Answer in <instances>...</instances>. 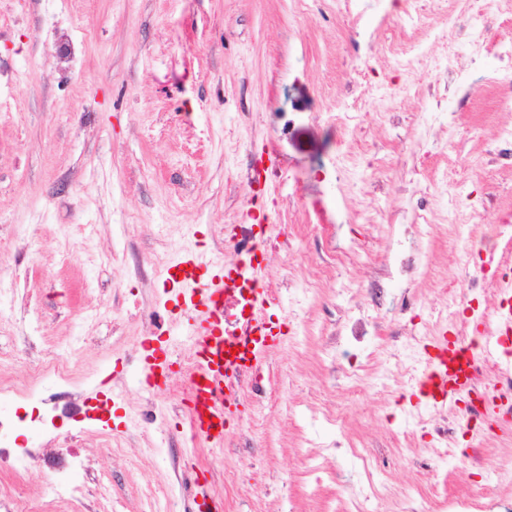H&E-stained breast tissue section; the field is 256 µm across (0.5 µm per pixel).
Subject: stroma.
I'll return each instance as SVG.
<instances>
[{
    "mask_svg": "<svg viewBox=\"0 0 512 512\" xmlns=\"http://www.w3.org/2000/svg\"><path fill=\"white\" fill-rule=\"evenodd\" d=\"M0 0V390L22 386L59 356L73 380L42 403L1 413L52 415L37 465L0 471L25 512H333L363 482L356 441L393 492L377 512H448L482 499L512 512V423L434 410L401 365H422L440 312L497 330L498 298L480 269L488 237L512 213V84L486 87L512 12L464 0ZM425 44L413 72L390 56L407 19ZM481 21L491 51L473 62L467 34ZM471 72L470 95L446 90ZM373 87L358 118L337 101ZM292 128H285V121ZM302 197L292 194L294 182ZM328 199L327 229L311 201ZM459 210L460 241L436 222L421 247L429 274L387 275L379 225L410 224L412 208ZM291 227L264 281L274 347L261 386L238 393L223 447L179 433L181 363L192 344L163 272L185 247L235 258L227 231L252 217ZM359 253L339 265L327 244ZM451 291H444V284ZM372 316L369 348L347 343L349 316ZM167 339L179 363L168 386L136 381L146 337ZM360 379L350 383L348 372ZM347 416L328 425L326 408ZM428 413L426 423L411 420ZM455 457L437 454L438 440ZM81 506L56 498L52 473L71 452Z\"/></svg>",
    "mask_w": 512,
    "mask_h": 512,
    "instance_id": "stroma-1",
    "label": "stroma"
}]
</instances>
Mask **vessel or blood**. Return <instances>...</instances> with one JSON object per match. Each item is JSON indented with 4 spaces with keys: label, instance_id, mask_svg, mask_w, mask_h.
<instances>
[{
    "label": "vessel or blood",
    "instance_id": "1",
    "mask_svg": "<svg viewBox=\"0 0 512 512\" xmlns=\"http://www.w3.org/2000/svg\"><path fill=\"white\" fill-rule=\"evenodd\" d=\"M263 271L255 251L243 255L231 266L216 262L206 252H190L165 270L166 282L179 287L195 322L194 368L187 377L188 397L183 406L191 437L223 445L227 402L236 396L241 385V363L246 360L251 365H259L269 351V337L257 333L258 324L271 303ZM242 283L249 287L251 317L237 334L228 336L221 327L224 301ZM504 344L501 338L481 346L474 341L436 337L433 341L435 354L427 361L418 381L421 395L440 408L452 405L458 391L472 381L477 350L494 356ZM142 355L146 386L161 387L166 361L157 356L155 348L147 341L142 344Z\"/></svg>",
    "mask_w": 512,
    "mask_h": 512
}]
</instances>
